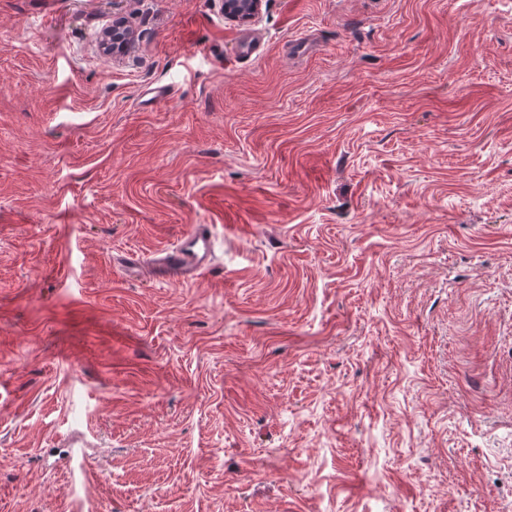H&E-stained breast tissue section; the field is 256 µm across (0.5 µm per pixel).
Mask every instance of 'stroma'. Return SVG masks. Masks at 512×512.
<instances>
[{
  "instance_id": "obj_1",
  "label": "stroma",
  "mask_w": 512,
  "mask_h": 512,
  "mask_svg": "<svg viewBox=\"0 0 512 512\" xmlns=\"http://www.w3.org/2000/svg\"><path fill=\"white\" fill-rule=\"evenodd\" d=\"M0 512H512V0H0ZM262 0H224V15L234 21L247 22L260 10ZM215 251L211 225L195 224L174 247L162 252L152 262L141 264L138 259L125 258L118 269L123 275L133 270L154 277L186 283L206 278L214 265Z\"/></svg>"
}]
</instances>
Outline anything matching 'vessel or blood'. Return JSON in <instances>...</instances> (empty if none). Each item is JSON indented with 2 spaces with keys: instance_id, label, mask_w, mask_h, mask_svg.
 <instances>
[{
  "instance_id": "obj_1",
  "label": "vessel or blood",
  "mask_w": 512,
  "mask_h": 512,
  "mask_svg": "<svg viewBox=\"0 0 512 512\" xmlns=\"http://www.w3.org/2000/svg\"><path fill=\"white\" fill-rule=\"evenodd\" d=\"M214 240L210 225H193L174 247L162 252L152 262L140 263L134 258L119 262L121 274L142 271L154 277L186 283L206 278L214 265Z\"/></svg>"
}]
</instances>
